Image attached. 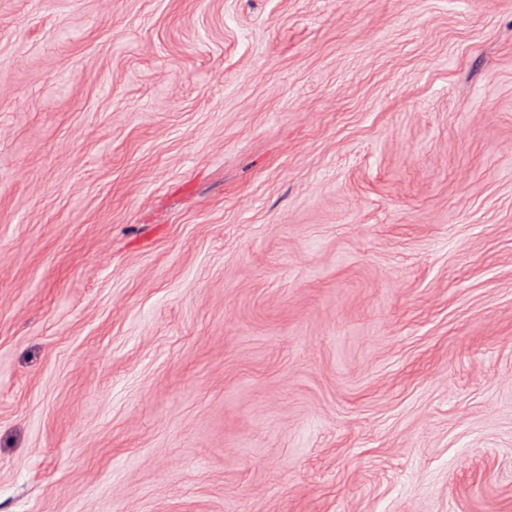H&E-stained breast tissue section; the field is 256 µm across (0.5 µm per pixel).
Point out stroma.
I'll return each mask as SVG.
<instances>
[{
  "label": "stroma",
  "instance_id": "35a3bbf8",
  "mask_svg": "<svg viewBox=\"0 0 512 512\" xmlns=\"http://www.w3.org/2000/svg\"><path fill=\"white\" fill-rule=\"evenodd\" d=\"M0 512H512V0H0Z\"/></svg>",
  "mask_w": 512,
  "mask_h": 512
}]
</instances>
